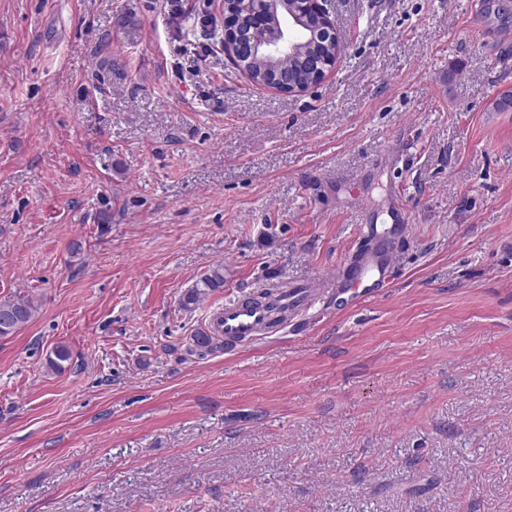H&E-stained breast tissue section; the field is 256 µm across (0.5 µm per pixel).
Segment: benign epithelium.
<instances>
[{
	"mask_svg": "<svg viewBox=\"0 0 512 512\" xmlns=\"http://www.w3.org/2000/svg\"><path fill=\"white\" fill-rule=\"evenodd\" d=\"M249 17L247 25L237 20L230 5ZM282 0H233L224 2V52L236 61L243 48L251 55L274 59L284 71L288 70L294 48L312 61H318L317 73L326 78L335 68L341 54L342 39L331 20V0H295V8H282ZM314 14L320 25L319 39L301 36V20Z\"/></svg>",
	"mask_w": 512,
	"mask_h": 512,
	"instance_id": "1",
	"label": "benign epithelium"
}]
</instances>
